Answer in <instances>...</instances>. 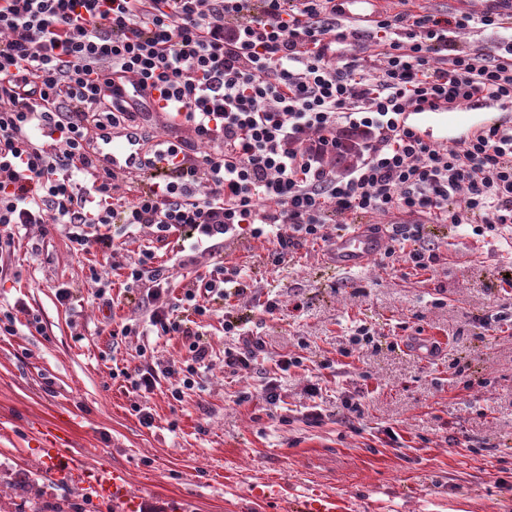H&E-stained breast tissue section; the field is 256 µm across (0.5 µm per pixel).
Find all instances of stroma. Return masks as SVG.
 Wrapping results in <instances>:
<instances>
[{"label": "stroma", "instance_id": "1", "mask_svg": "<svg viewBox=\"0 0 512 512\" xmlns=\"http://www.w3.org/2000/svg\"><path fill=\"white\" fill-rule=\"evenodd\" d=\"M488 0H382L378 14L480 16ZM371 224H427L438 262L423 271L380 253L351 268L329 265L330 236L300 243L284 262L265 238L244 234L234 246L196 251L176 269L174 290L208 275L217 262L243 269L250 294L212 297V313L183 317L212 350L194 389L175 400L174 372L142 399L114 360L147 349L164 365H187L178 337L113 336L125 323H145L138 286L123 267L141 250L158 262L178 258L180 234L157 240L139 225L123 235L117 255L90 249L74 254L60 227L28 225L11 252L0 254L9 275L0 281V315L15 318L0 334V512H105L97 494L61 477L43 462L38 435L52 422L98 464L132 477L137 512H282L284 503L312 500L333 512H512V322L487 329L483 318L503 313L500 271L512 261V228L487 237L393 212ZM113 282L114 307L98 304L91 269ZM69 289L68 303L57 299ZM278 300L260 313L257 299ZM303 310H295V302ZM39 317L43 329L29 327ZM245 316L266 342L250 373L224 368L235 343L224 319ZM375 337L352 345L358 326ZM420 336L445 345L431 357L410 350ZM294 358L276 373L280 356ZM276 379L279 399L265 385ZM318 385L311 395L310 385ZM360 411H351V403ZM147 404L151 425L135 410Z\"/></svg>", "mask_w": 512, "mask_h": 512}]
</instances>
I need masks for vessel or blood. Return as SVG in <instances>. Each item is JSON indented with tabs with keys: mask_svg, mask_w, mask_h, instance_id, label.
<instances>
[{
	"mask_svg": "<svg viewBox=\"0 0 512 512\" xmlns=\"http://www.w3.org/2000/svg\"><path fill=\"white\" fill-rule=\"evenodd\" d=\"M409 118L425 140L436 137L448 144L480 135L497 126L512 124V113L505 112L500 104H484L463 112L441 107L410 113ZM95 135L97 142L89 153V160L94 166L112 172L119 179L148 175L139 130L128 128L117 133L99 129ZM387 236L386 228L373 231L364 224L337 230L329 245L333 265L342 268L363 263L381 250ZM44 461L52 470L78 478L82 486L90 488L108 504L110 512H133L127 471L101 464L92 465L82 454L62 447L58 442L46 448Z\"/></svg>",
	"mask_w": 512,
	"mask_h": 512,
	"instance_id": "vessel-or-blood-1",
	"label": "vessel or blood"
}]
</instances>
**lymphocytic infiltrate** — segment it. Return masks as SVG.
I'll return each instance as SVG.
<instances>
[{"label":"lymphocytic infiltrate","mask_w":512,"mask_h":512,"mask_svg":"<svg viewBox=\"0 0 512 512\" xmlns=\"http://www.w3.org/2000/svg\"><path fill=\"white\" fill-rule=\"evenodd\" d=\"M343 14L341 0H0V251L20 227L58 224L74 253H113L111 225L146 224L160 240L183 232L194 251L246 230L271 238L280 262L349 213L422 214L478 237L512 224V126L447 145L406 118L440 103L512 104V0L477 17H380L374 72L333 62L337 43L362 39ZM473 23L503 30L502 55L455 52L453 33ZM149 87L196 139L144 135L169 172L135 190L91 171L86 153L91 127L133 125ZM351 137L358 157L336 174ZM392 231L413 245L399 261L435 264L422 225ZM125 275L144 288L151 332L189 341L181 399L209 350L178 311L204 316L203 297L243 295L242 270L216 263L178 298L151 250ZM224 333L237 339L225 368L250 371L263 337L231 318Z\"/></svg>","instance_id":"1"}]
</instances>
